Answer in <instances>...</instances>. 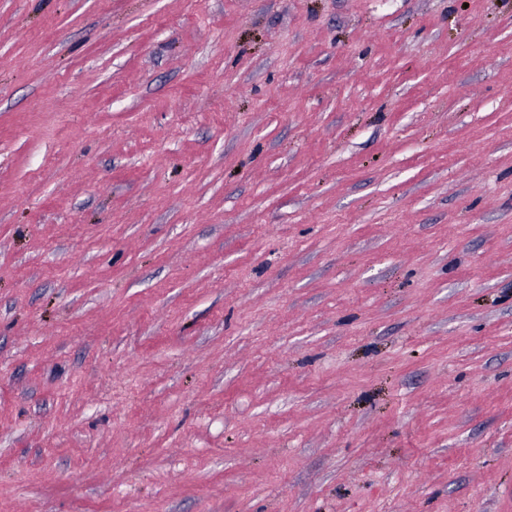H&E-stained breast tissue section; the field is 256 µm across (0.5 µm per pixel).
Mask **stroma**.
I'll list each match as a JSON object with an SVG mask.
<instances>
[{"mask_svg":"<svg viewBox=\"0 0 512 512\" xmlns=\"http://www.w3.org/2000/svg\"><path fill=\"white\" fill-rule=\"evenodd\" d=\"M0 512H512V0H0Z\"/></svg>","mask_w":512,"mask_h":512,"instance_id":"stroma-1","label":"stroma"}]
</instances>
